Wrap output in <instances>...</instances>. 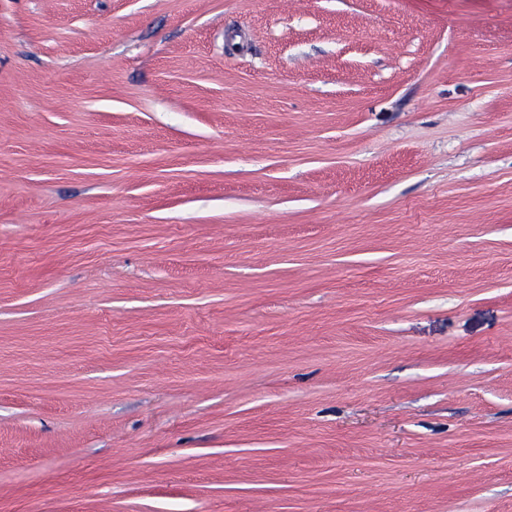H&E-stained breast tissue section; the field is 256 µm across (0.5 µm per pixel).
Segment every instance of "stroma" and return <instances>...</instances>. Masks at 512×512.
I'll use <instances>...</instances> for the list:
<instances>
[{
	"label": "stroma",
	"instance_id": "1",
	"mask_svg": "<svg viewBox=\"0 0 512 512\" xmlns=\"http://www.w3.org/2000/svg\"><path fill=\"white\" fill-rule=\"evenodd\" d=\"M0 512H512V0H0Z\"/></svg>",
	"mask_w": 512,
	"mask_h": 512
}]
</instances>
